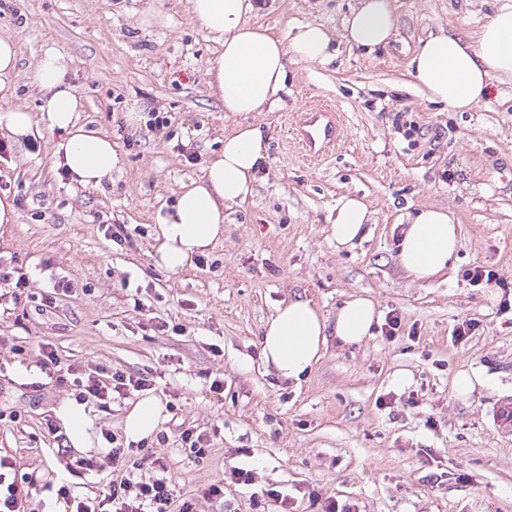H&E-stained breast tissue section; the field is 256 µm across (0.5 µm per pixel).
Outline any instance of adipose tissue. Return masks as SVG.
Masks as SVG:
<instances>
[{
	"label": "adipose tissue",
	"instance_id": "adipose-tissue-1",
	"mask_svg": "<svg viewBox=\"0 0 512 512\" xmlns=\"http://www.w3.org/2000/svg\"><path fill=\"white\" fill-rule=\"evenodd\" d=\"M191 18L219 46L212 85L228 112H270L287 86L289 62L318 64L329 59L331 33L317 24H299L279 36L249 22L250 0H189ZM398 16L392 0H360L345 19L344 38L373 52L396 36ZM71 61L55 49L44 50L33 82L44 92V122L16 106L0 113V136L22 142L49 129L57 136L54 155L71 179L85 187L100 186L120 166V155L102 131L79 125L81 97L67 79ZM411 73L430 101L452 111L489 103L493 86L512 78V0L482 23L476 43L442 34L429 38L410 61ZM262 130L239 126L224 139V150L205 168L202 178L182 185L174 204L160 205L156 225L155 264L179 274L196 255L207 252L224 234V209L252 196L266 158ZM370 210L356 197L342 196L331 222L340 247L365 236ZM459 246L452 216L440 208L421 207L407 214L397 260L417 281H428L452 265ZM378 319L372 300L353 297L327 323L311 302L297 299L278 306L263 329L261 355L275 374L300 379L319 360L328 336L346 345L370 335ZM160 400L147 395L125 417L127 437L141 440L164 421Z\"/></svg>",
	"mask_w": 512,
	"mask_h": 512
}]
</instances>
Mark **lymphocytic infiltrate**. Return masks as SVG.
<instances>
[{
	"mask_svg": "<svg viewBox=\"0 0 512 512\" xmlns=\"http://www.w3.org/2000/svg\"><path fill=\"white\" fill-rule=\"evenodd\" d=\"M39 368L59 384H72L80 401L95 399L99 405L151 389V379L136 377L120 371H111L93 363H63L52 344L41 346ZM47 429L56 444V454L64 458V469L72 475L101 471L104 463L112 465V480L92 498L75 496L68 483H61L56 491L65 504L64 512H208L224 498L223 483L199 486L195 494L179 499L166 477L165 458L146 452L143 443L118 441L106 435L110 449L105 460L76 455L68 436L60 431L55 421H47ZM36 477L19 474L15 462L0 456V512H32L30 508Z\"/></svg>",
	"mask_w": 512,
	"mask_h": 512,
	"instance_id": "lymphocytic-infiltrate-1",
	"label": "lymphocytic infiltrate"
}]
</instances>
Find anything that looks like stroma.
Masks as SVG:
<instances>
[{
    "instance_id": "1",
    "label": "stroma",
    "mask_w": 512,
    "mask_h": 512,
    "mask_svg": "<svg viewBox=\"0 0 512 512\" xmlns=\"http://www.w3.org/2000/svg\"><path fill=\"white\" fill-rule=\"evenodd\" d=\"M251 2L250 20L275 34L313 23L334 36L325 63H289L271 112L225 111L209 86L218 48L193 23L188 0H5L0 35L15 39L20 59L0 109L38 112L35 64L55 48L83 98L79 123L111 137L121 166L90 189L54 165L51 137L0 156V195L18 212L0 229V264L28 282L17 299L0 283V411L16 415L0 421V453L37 476L34 500L54 499L48 483L64 469L45 419L72 395L39 370L50 342L62 362L153 377L152 395L168 405L167 440L147 438L148 448L166 458L178 495L223 482V512H253L256 487L288 492L291 512H310V489L349 512H512V82L491 105L454 112L431 103L409 73L431 36L475 41L498 0H395L398 33L371 54L343 38L358 0ZM148 14L163 20L145 25ZM314 105L340 114L343 135L309 158L289 120ZM133 107L145 110V124L127 123ZM399 112L425 137L398 129ZM156 116L167 126L155 128ZM241 124L265 134L254 193L225 209L223 239L169 276L152 256V216L202 177ZM346 194L371 211L352 248L330 235ZM411 206L448 209L460 228L457 261L428 282L396 259ZM110 224L125 225L130 242L112 241ZM477 266L496 285L471 283ZM60 283L69 291L56 293ZM357 296L380 315L371 336L357 345L328 339L300 381L267 371L259 338L279 305L307 299L332 322ZM391 311L402 326L388 338L381 318ZM465 321L471 331L456 337ZM461 371L483 380L471 395L453 390ZM217 377L220 394L209 390ZM139 398L87 401L92 442L79 455L101 452L102 434L122 435ZM183 423L213 433L207 459L182 450ZM233 466L256 469L255 487L227 481Z\"/></svg>"
}]
</instances>
